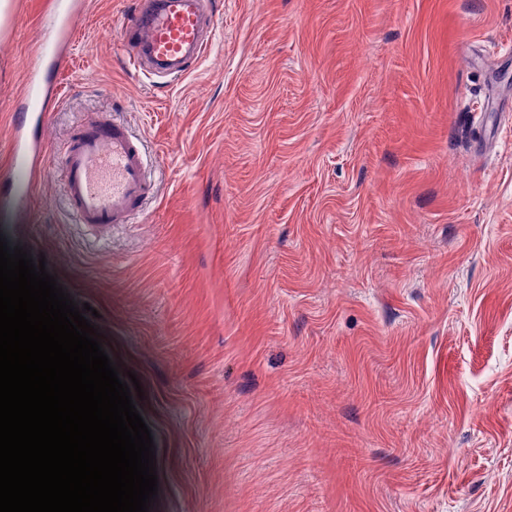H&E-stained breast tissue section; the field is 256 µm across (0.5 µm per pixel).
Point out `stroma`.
<instances>
[{
  "label": "stroma",
  "mask_w": 512,
  "mask_h": 512,
  "mask_svg": "<svg viewBox=\"0 0 512 512\" xmlns=\"http://www.w3.org/2000/svg\"><path fill=\"white\" fill-rule=\"evenodd\" d=\"M136 2L84 0L0 237L135 372L150 512H512V0H212L175 81ZM52 10H0V180ZM103 115L158 183L107 239L55 160Z\"/></svg>",
  "instance_id": "1"
}]
</instances>
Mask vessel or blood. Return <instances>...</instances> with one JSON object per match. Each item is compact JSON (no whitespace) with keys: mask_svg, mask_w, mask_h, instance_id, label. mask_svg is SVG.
Returning a JSON list of instances; mask_svg holds the SVG:
<instances>
[{"mask_svg":"<svg viewBox=\"0 0 512 512\" xmlns=\"http://www.w3.org/2000/svg\"><path fill=\"white\" fill-rule=\"evenodd\" d=\"M69 11L57 13L51 38L39 46V59L61 63L69 40ZM213 18L210 0H140L125 23L124 36L135 65L180 79L204 55L207 28ZM43 77L32 67L23 110L42 111ZM65 199L77 221L94 234L108 237L128 223L155 193L137 139L121 121L106 117L83 121L58 152ZM42 147L23 138L12 143L8 184L30 191L41 173Z\"/></svg>","mask_w":512,"mask_h":512,"instance_id":"obj_1","label":"vessel or blood"}]
</instances>
